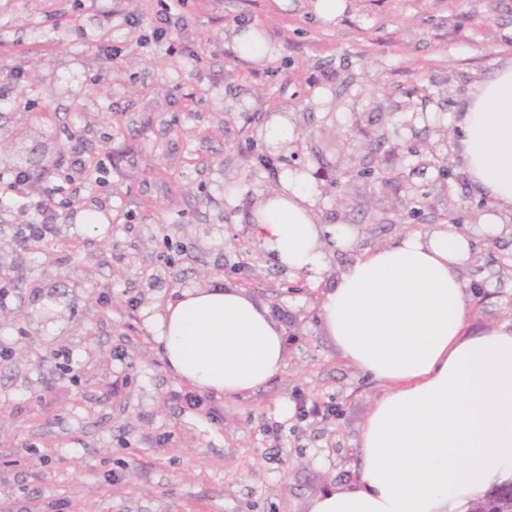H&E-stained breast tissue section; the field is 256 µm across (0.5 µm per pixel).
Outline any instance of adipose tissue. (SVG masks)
I'll return each mask as SVG.
<instances>
[{
	"mask_svg": "<svg viewBox=\"0 0 512 512\" xmlns=\"http://www.w3.org/2000/svg\"><path fill=\"white\" fill-rule=\"evenodd\" d=\"M451 146L487 200L476 221L493 235L512 219V59L478 81ZM318 183L286 168L258 192L252 222L289 273L322 286L319 319L339 355L386 384L358 440L359 480L334 486L309 512H467L512 482V319L466 336L457 274L471 239L448 224L414 228L368 249L327 283L329 251L357 230L318 218ZM169 372L195 390L251 393L285 359L282 326L233 286L177 291L148 319Z\"/></svg>",
	"mask_w": 512,
	"mask_h": 512,
	"instance_id": "1",
	"label": "adipose tissue"
}]
</instances>
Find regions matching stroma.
<instances>
[{
    "instance_id": "stroma-1",
    "label": "stroma",
    "mask_w": 512,
    "mask_h": 512,
    "mask_svg": "<svg viewBox=\"0 0 512 512\" xmlns=\"http://www.w3.org/2000/svg\"><path fill=\"white\" fill-rule=\"evenodd\" d=\"M347 2L325 23L310 0L285 13L272 0H188L165 46L150 40L156 0H60L55 14L46 0H0V40L13 46L0 65L26 75L0 128L54 142L63 156L79 138L85 160L104 164L78 206L62 210L48 254H0L15 291L0 318V346L11 350L0 359V512H309L331 484L357 483V440L385 388L325 335L320 288L278 293L291 277L251 222L256 192L273 181L260 132L271 114L294 113L302 163L343 162L369 151L346 139L353 121H374L388 100L403 106L385 128L390 143L448 155L439 126L512 56V0ZM112 8L139 23L107 22ZM66 11L80 27L65 26ZM251 23L276 62L236 53L233 36ZM99 33L120 51L113 63L98 53ZM393 165L426 197L418 216L391 209L369 179L323 191L322 222L359 231L354 249L332 252V274L411 226L447 223L449 201H483L462 166L446 181L425 155ZM87 208L106 216L102 233H77ZM462 230L480 255L458 271L471 336L512 318V234L490 244L473 221ZM248 267L260 281L251 296L299 319L285 330L284 366L255 392L183 408L150 307L184 288L238 285ZM59 271L93 278L50 325L33 299Z\"/></svg>"
}]
</instances>
